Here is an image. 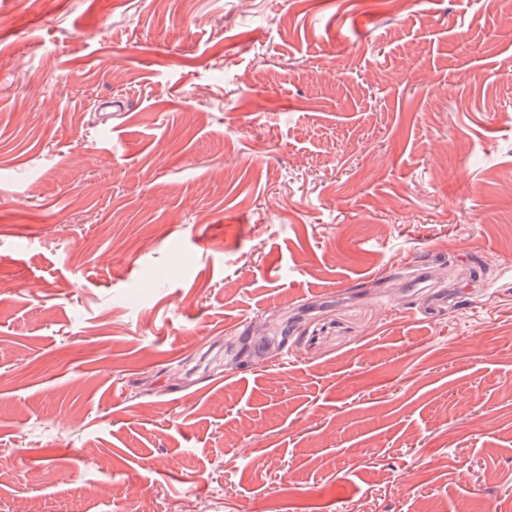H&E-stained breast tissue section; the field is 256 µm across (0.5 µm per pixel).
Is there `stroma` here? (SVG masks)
<instances>
[{
	"label": "stroma",
	"instance_id": "obj_1",
	"mask_svg": "<svg viewBox=\"0 0 512 512\" xmlns=\"http://www.w3.org/2000/svg\"><path fill=\"white\" fill-rule=\"evenodd\" d=\"M360 507L512 512V0H0V512Z\"/></svg>",
	"mask_w": 512,
	"mask_h": 512
}]
</instances>
